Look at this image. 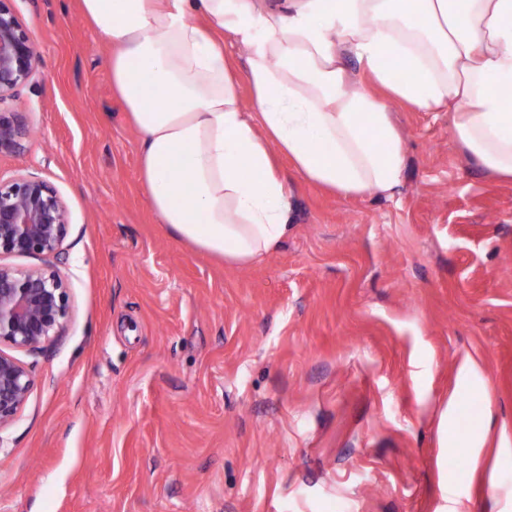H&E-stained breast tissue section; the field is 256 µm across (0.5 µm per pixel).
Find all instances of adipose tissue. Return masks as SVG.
I'll return each mask as SVG.
<instances>
[{"label":"adipose tissue","mask_w":512,"mask_h":512,"mask_svg":"<svg viewBox=\"0 0 512 512\" xmlns=\"http://www.w3.org/2000/svg\"><path fill=\"white\" fill-rule=\"evenodd\" d=\"M112 44L149 203L186 244L238 265L292 232V181L392 197L393 102L443 110L463 153L512 181V0H80ZM232 41L244 52L224 51ZM354 58L367 82L353 80ZM251 90L243 105L240 82ZM288 156L292 174L278 156Z\"/></svg>","instance_id":"adipose-tissue-1"}]
</instances>
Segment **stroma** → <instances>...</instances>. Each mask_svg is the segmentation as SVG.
<instances>
[{
	"mask_svg": "<svg viewBox=\"0 0 512 512\" xmlns=\"http://www.w3.org/2000/svg\"><path fill=\"white\" fill-rule=\"evenodd\" d=\"M14 7L41 64L0 180L48 182L69 231L0 264L55 266L73 317L19 355L35 386L0 431V512H512V183L447 113L392 104L394 197L297 184L288 239L229 265L151 210L79 0ZM472 426L482 462L511 450L497 483L448 472Z\"/></svg>",
	"mask_w": 512,
	"mask_h": 512,
	"instance_id": "35a3bbf8",
	"label": "stroma"
}]
</instances>
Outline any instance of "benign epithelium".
I'll list each match as a JSON object with an SVG mask.
<instances>
[{
	"label": "benign epithelium",
	"mask_w": 512,
	"mask_h": 512,
	"mask_svg": "<svg viewBox=\"0 0 512 512\" xmlns=\"http://www.w3.org/2000/svg\"><path fill=\"white\" fill-rule=\"evenodd\" d=\"M0 0V104L38 72L40 51L13 6ZM29 135L21 113L0 107V153L22 148ZM68 233L65 206L35 176L0 182V255L56 256ZM69 288L52 265H0V345L39 354L66 332ZM35 385L32 368L0 349V430L15 422Z\"/></svg>",
	"instance_id": "obj_1"
}]
</instances>
